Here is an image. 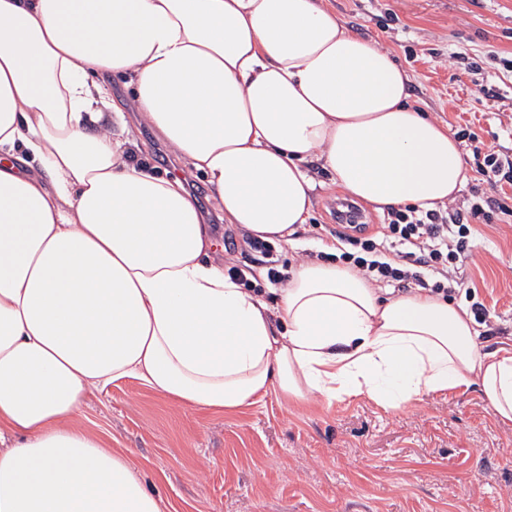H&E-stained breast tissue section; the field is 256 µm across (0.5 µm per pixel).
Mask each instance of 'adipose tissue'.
Returning a JSON list of instances; mask_svg holds the SVG:
<instances>
[{
	"instance_id": "obj_1",
	"label": "adipose tissue",
	"mask_w": 512,
	"mask_h": 512,
	"mask_svg": "<svg viewBox=\"0 0 512 512\" xmlns=\"http://www.w3.org/2000/svg\"><path fill=\"white\" fill-rule=\"evenodd\" d=\"M120 84L227 223L291 243L315 156L345 192L422 210L459 141L325 0H0V512H163L130 451L76 424L135 380L188 411L477 390L512 422V350L464 306L317 258L276 305L242 288L179 176L133 163Z\"/></svg>"
}]
</instances>
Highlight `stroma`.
Segmentation results:
<instances>
[{"label": "stroma", "instance_id": "stroma-1", "mask_svg": "<svg viewBox=\"0 0 512 512\" xmlns=\"http://www.w3.org/2000/svg\"><path fill=\"white\" fill-rule=\"evenodd\" d=\"M350 31L393 54L408 72L410 101L460 138L467 180L480 188L475 150L512 152V0H327ZM139 128L140 156L171 173L173 152ZM309 221L280 263L312 253L335 228L342 193L320 163ZM460 271L466 293L491 312L481 351L512 349V215L477 223ZM78 422L130 449L164 512H512V424L477 392L427 396L387 411L360 396L295 405L268 394L235 415L187 411L129 380L91 400Z\"/></svg>", "mask_w": 512, "mask_h": 512}]
</instances>
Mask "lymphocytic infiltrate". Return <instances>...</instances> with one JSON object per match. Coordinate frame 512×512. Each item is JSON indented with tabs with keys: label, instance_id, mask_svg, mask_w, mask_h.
Here are the masks:
<instances>
[{
	"label": "lymphocytic infiltrate",
	"instance_id": "f902f5d3",
	"mask_svg": "<svg viewBox=\"0 0 512 512\" xmlns=\"http://www.w3.org/2000/svg\"><path fill=\"white\" fill-rule=\"evenodd\" d=\"M478 173L485 193L475 197L467 208L393 209L369 238L331 230L336 242L333 261L349 265L376 287H417L451 296L462 285L459 262L469 247L471 223L490 220L502 181H512V157L487 151Z\"/></svg>",
	"mask_w": 512,
	"mask_h": 512
}]
</instances>
